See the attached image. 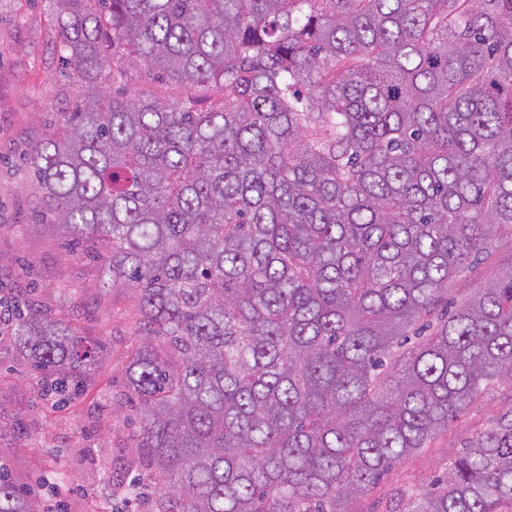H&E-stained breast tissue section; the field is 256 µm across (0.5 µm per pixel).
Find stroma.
I'll return each instance as SVG.
<instances>
[{
  "instance_id": "1",
  "label": "stroma",
  "mask_w": 512,
  "mask_h": 512,
  "mask_svg": "<svg viewBox=\"0 0 512 512\" xmlns=\"http://www.w3.org/2000/svg\"><path fill=\"white\" fill-rule=\"evenodd\" d=\"M125 96L144 92L179 97L155 73L124 60ZM78 82L61 69L44 0H0V298L24 296L100 346L81 391L66 402L43 395L42 377L0 330V455L16 484L43 506L62 512H154L157 495L135 440L139 413L125 381L141 338L132 289L106 288L101 266L72 246L56 225L42 221V202L26 153L33 139L56 128L73 108ZM512 271V237L470 276L452 283L460 300ZM512 404V385L497 386L422 451L384 476L352 512H387L388 490L430 484L469 434L487 428Z\"/></svg>"
}]
</instances>
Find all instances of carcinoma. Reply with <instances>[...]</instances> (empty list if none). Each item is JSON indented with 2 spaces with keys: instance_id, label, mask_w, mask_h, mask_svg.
Masks as SVG:
<instances>
[{
  "instance_id": "cac0c4a2",
  "label": "carcinoma",
  "mask_w": 512,
  "mask_h": 512,
  "mask_svg": "<svg viewBox=\"0 0 512 512\" xmlns=\"http://www.w3.org/2000/svg\"><path fill=\"white\" fill-rule=\"evenodd\" d=\"M80 101L27 161L51 223L132 286L156 512H351L495 384L512 273V0H50ZM205 109L117 97L115 57ZM56 394L96 344L33 306ZM396 512H512V404ZM0 512H42L0 463ZM512 270V237L497 242L493 254L470 276L457 280L449 287L448 298L461 300L474 289L481 288Z\"/></svg>"
}]
</instances>
